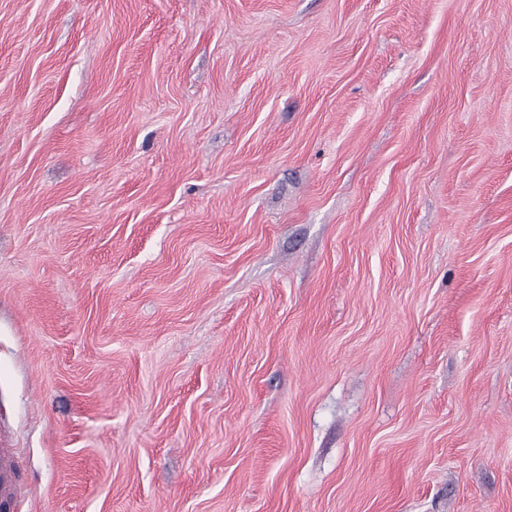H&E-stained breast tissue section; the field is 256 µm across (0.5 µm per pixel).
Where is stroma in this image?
Segmentation results:
<instances>
[{
    "label": "stroma",
    "mask_w": 512,
    "mask_h": 512,
    "mask_svg": "<svg viewBox=\"0 0 512 512\" xmlns=\"http://www.w3.org/2000/svg\"><path fill=\"white\" fill-rule=\"evenodd\" d=\"M20 512H512V0H0Z\"/></svg>",
    "instance_id": "1"
}]
</instances>
